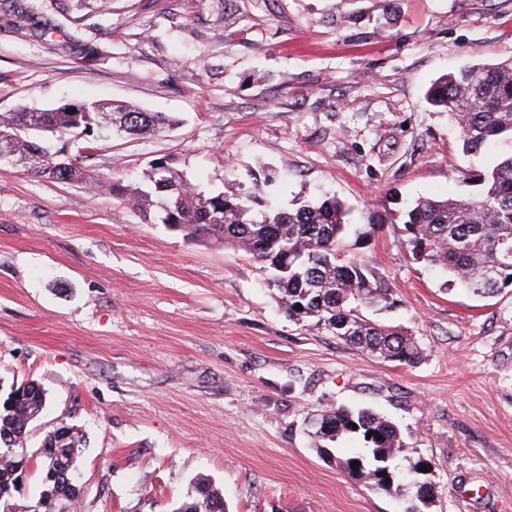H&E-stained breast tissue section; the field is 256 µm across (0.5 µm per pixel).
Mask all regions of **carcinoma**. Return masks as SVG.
Segmentation results:
<instances>
[{"label":"carcinoma","instance_id":"1","mask_svg":"<svg viewBox=\"0 0 512 512\" xmlns=\"http://www.w3.org/2000/svg\"><path fill=\"white\" fill-rule=\"evenodd\" d=\"M427 101L448 112L460 131L463 152L489 153L492 159L478 175L482 186L478 198L417 199L406 213L405 245L415 262L445 271L447 285L490 297L512 288V61L473 64L445 74L432 85ZM83 112L85 153L68 159L65 167L59 166L56 154L69 147L71 118L67 109L23 107L0 113V128L52 125L56 129L55 143L42 151L36 166L29 165L27 157L37 147L22 136L16 142L12 166L58 183L82 182L89 178L83 167L87 153L96 150L97 138L111 125L123 127L126 136H137L179 123L174 116L123 106L109 112L87 103ZM270 182L268 175L254 176L235 192L216 193L192 184L184 172L161 157L149 164L139 181L113 177L106 180V188L113 199L134 206L146 219L156 211L161 223L170 228H179L188 236H205L264 264L280 307L289 318H311L347 344L385 361L408 365L418 361L423 351L412 334L363 315V309L388 301L391 290L344 251L345 204L331 197L281 209L269 196ZM298 305L302 310H296ZM15 393V400L0 408V438L6 436L14 447L24 450L28 426L41 414L46 394L41 388L24 390L20 386ZM309 433L315 448L328 456L339 438L353 435L361 439L368 454L355 452L339 459L338 466L352 479L382 490L394 483L395 472L381 466L394 450L403 447L392 421L367 408L338 406L317 414ZM79 443L80 438L72 432L62 446L40 449L39 508L31 512H58V499L66 496L67 489L56 485L49 475L54 469L74 474ZM1 448L0 444V512H12L9 500L19 475L13 457ZM355 461L360 465L351 466ZM429 465L420 459L410 466L406 480L414 495L405 512H425L424 507L431 504L435 489L418 486L420 468ZM198 488L201 498L177 512H228L219 491L204 483Z\"/></svg>","mask_w":512,"mask_h":512}]
</instances>
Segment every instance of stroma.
Here are the masks:
<instances>
[{
    "mask_svg": "<svg viewBox=\"0 0 512 512\" xmlns=\"http://www.w3.org/2000/svg\"><path fill=\"white\" fill-rule=\"evenodd\" d=\"M95 50L80 58L73 29ZM512 59V0H0V113L109 102L177 115L161 135L103 133L88 165L159 157L214 191L266 166L273 192L337 197L345 250L391 288L369 319L404 327L399 365L283 314L260 264L145 222L101 187L0 167V385L39 384L29 512L47 433L81 439L69 512H174L197 484L229 512H404L412 495L347 476L307 431L368 407L424 458L426 512H512V289L483 298L414 263L415 199L477 198L481 158L426 101L441 75Z\"/></svg>",
    "mask_w": 512,
    "mask_h": 512,
    "instance_id": "stroma-1",
    "label": "stroma"
}]
</instances>
